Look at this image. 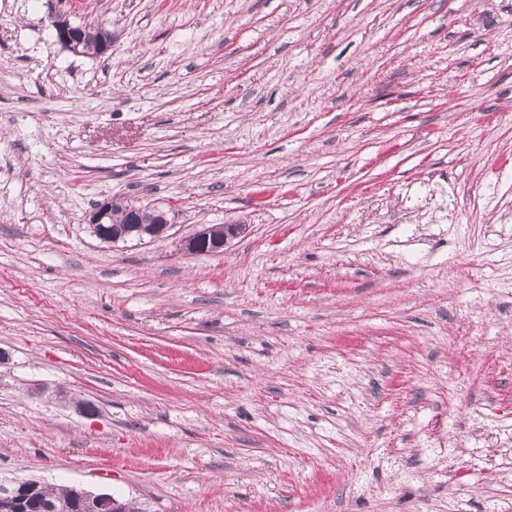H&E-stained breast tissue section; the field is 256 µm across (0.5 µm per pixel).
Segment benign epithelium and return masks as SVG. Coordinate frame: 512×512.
Here are the masks:
<instances>
[{
  "mask_svg": "<svg viewBox=\"0 0 512 512\" xmlns=\"http://www.w3.org/2000/svg\"><path fill=\"white\" fill-rule=\"evenodd\" d=\"M56 38L64 47L77 51L79 34L69 20L60 16L53 22ZM114 201H107L89 214L88 223L103 242L137 240L151 242L159 239L171 228L168 211L149 207L153 219H142L144 209L132 206L130 218L125 222H108ZM241 231L238 224L219 227L203 224L193 234L181 239L180 251L186 255H211L224 250L228 239ZM45 485L38 480L0 481V512H127L126 502L108 492H93L83 487H71V495L64 500L49 501L43 496Z\"/></svg>",
  "mask_w": 512,
  "mask_h": 512,
  "instance_id": "benign-epithelium-1",
  "label": "benign epithelium"
}]
</instances>
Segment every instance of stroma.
I'll use <instances>...</instances> for the list:
<instances>
[{"mask_svg":"<svg viewBox=\"0 0 512 512\" xmlns=\"http://www.w3.org/2000/svg\"><path fill=\"white\" fill-rule=\"evenodd\" d=\"M0 349L5 479L512 512V0H0ZM53 27L58 42L64 47L70 48L72 52H77L79 34L69 20L65 16H59L53 22ZM115 199L98 205L89 214L88 222L93 228L95 235L103 242L117 243L119 241L137 240L138 242H151L162 238L171 228V220L168 218V210L157 206H150L146 212H152L153 219L145 221L142 219L143 208L131 206L130 218L125 222L109 223L107 219L122 221L126 219V205L122 202L116 203ZM112 214V216H111ZM112 225V227H111ZM242 230L240 224H223L219 227L201 224V227L181 239L179 249L185 255H211L223 252L228 239Z\"/></svg>","mask_w":512,"mask_h":512,"instance_id":"stroma-1","label":"stroma"}]
</instances>
